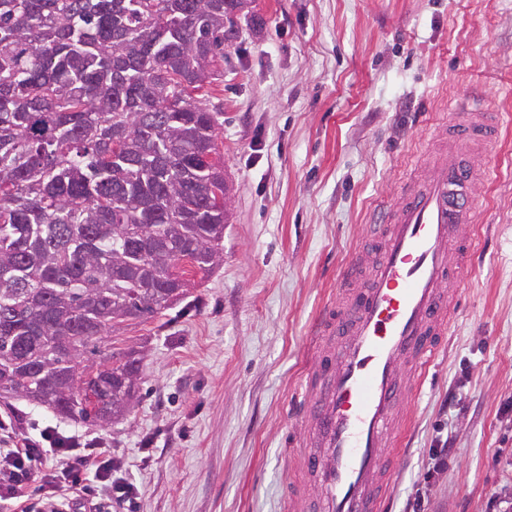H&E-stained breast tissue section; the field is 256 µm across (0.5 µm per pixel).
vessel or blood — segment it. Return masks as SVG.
Masks as SVG:
<instances>
[{
	"label": "vessel or blood",
	"instance_id": "obj_1",
	"mask_svg": "<svg viewBox=\"0 0 512 512\" xmlns=\"http://www.w3.org/2000/svg\"><path fill=\"white\" fill-rule=\"evenodd\" d=\"M450 110L447 157L418 159L399 196L381 203L371 274L350 260L320 315L321 335L338 341L321 355L300 415L319 446L310 459L324 512H388L385 446L400 380L420 391L448 333L450 289L474 243V191L503 126L500 113L467 101Z\"/></svg>",
	"mask_w": 512,
	"mask_h": 512
}]
</instances>
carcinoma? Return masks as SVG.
Here are the masks:
<instances>
[{
    "mask_svg": "<svg viewBox=\"0 0 512 512\" xmlns=\"http://www.w3.org/2000/svg\"><path fill=\"white\" fill-rule=\"evenodd\" d=\"M233 0H0V396L103 425L139 351L98 343L224 261Z\"/></svg>",
    "mask_w": 512,
    "mask_h": 512,
    "instance_id": "carcinoma-1",
    "label": "carcinoma"
}]
</instances>
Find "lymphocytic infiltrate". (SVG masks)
I'll use <instances>...</instances> for the list:
<instances>
[{"label":"lymphocytic infiltrate","instance_id":"f902f5d3","mask_svg":"<svg viewBox=\"0 0 512 512\" xmlns=\"http://www.w3.org/2000/svg\"><path fill=\"white\" fill-rule=\"evenodd\" d=\"M112 453L97 439L45 426L23 434L0 424V500L29 512L30 488L39 485L49 512H100L102 500L121 504L135 493L113 477Z\"/></svg>","mask_w":512,"mask_h":512}]
</instances>
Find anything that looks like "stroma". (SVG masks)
Here are the masks:
<instances>
[{"mask_svg":"<svg viewBox=\"0 0 512 512\" xmlns=\"http://www.w3.org/2000/svg\"><path fill=\"white\" fill-rule=\"evenodd\" d=\"M206 100L232 207L224 262L110 344L141 352L131 409L106 426L0 397V414L100 438L138 489L129 512H320L288 438L323 307L409 151L477 94L503 130L479 184L477 247L446 348L400 401L390 512H502L512 499V0H251ZM455 456L440 470L433 450Z\"/></svg>","mask_w":512,"mask_h":512,"instance_id":"35a3bbf8","label":"stroma"}]
</instances>
